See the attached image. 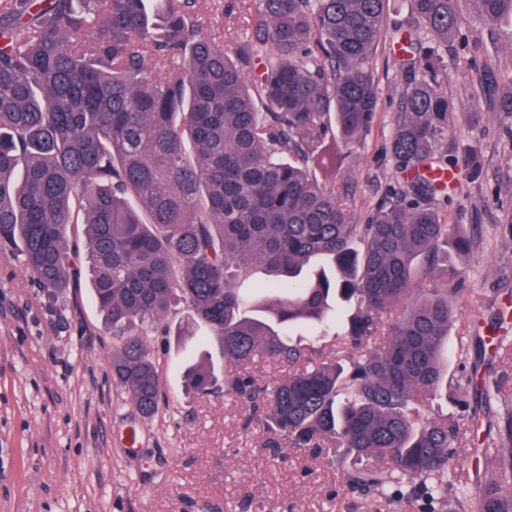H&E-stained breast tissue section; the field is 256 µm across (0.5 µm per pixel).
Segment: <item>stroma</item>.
Here are the masks:
<instances>
[{
    "label": "stroma",
    "instance_id": "stroma-1",
    "mask_svg": "<svg viewBox=\"0 0 512 512\" xmlns=\"http://www.w3.org/2000/svg\"><path fill=\"white\" fill-rule=\"evenodd\" d=\"M391 35L374 66L379 106L371 135L341 146L337 184L358 219H366L401 180L390 136L409 81L393 50L395 29L409 17L407 0H389ZM471 48H442V87L455 105L441 153L452 160L473 153L477 174L458 169L449 183L448 222L471 243L452 259L447 285L457 288L456 313L445 359L448 388L465 392L475 360L500 393L474 430L456 445L458 480L496 466L474 451L493 447L498 424L512 409V357L476 337L512 346V116L498 109L507 82L488 91L483 70L512 65V19L490 27L458 0ZM483 116L473 121L472 105ZM163 399L142 416L112 376L111 334L93 296L89 274L48 294L18 253L0 249V512H417L395 501L382 507L354 492L345 470L325 457L289 447L266 448L260 423L222 387L197 395L184 383L187 366L208 352L216 376L224 355L208 327L177 305L164 326L150 329ZM138 443L128 447L126 437Z\"/></svg>",
    "mask_w": 512,
    "mask_h": 512
}]
</instances>
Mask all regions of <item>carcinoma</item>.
<instances>
[{"label":"carcinoma","mask_w":512,"mask_h":512,"mask_svg":"<svg viewBox=\"0 0 512 512\" xmlns=\"http://www.w3.org/2000/svg\"><path fill=\"white\" fill-rule=\"evenodd\" d=\"M0 0V248H17L41 288L67 287L81 267L67 228L86 226L95 299L120 343L112 374L145 417L162 398L158 363L131 327L159 323L179 302L224 354V393L262 423L264 446L323 454L348 467L352 488L420 512L463 506L452 479L456 430L421 414L448 395L444 345L450 288L418 287L448 272V248L468 240L439 205L448 113L438 49L419 30L467 47L456 0H408L399 65L410 76L391 152L410 177L358 223L336 188L329 145L370 134L379 103L376 45L388 0H257L251 33L217 45L198 0ZM494 25L512 0H470ZM159 70L145 77L147 66ZM327 256L336 275L306 271ZM262 300L241 288L253 266ZM324 346L291 345L281 326L335 323ZM287 370L269 387L250 369ZM189 390L211 392L202 362ZM497 391L472 383L479 415ZM478 480V512H512V411Z\"/></svg>","instance_id":"1"}]
</instances>
